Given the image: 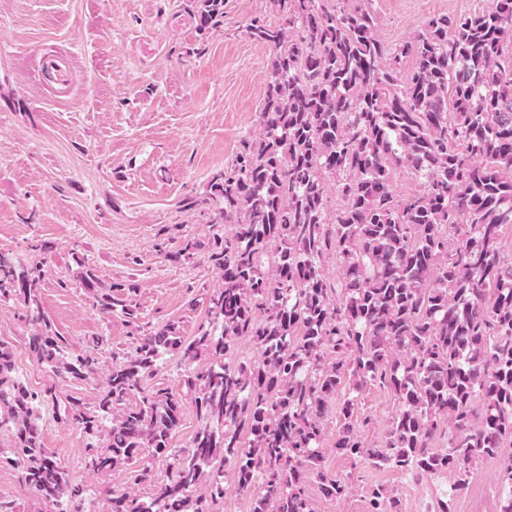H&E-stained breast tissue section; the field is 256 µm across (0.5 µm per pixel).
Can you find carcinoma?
I'll use <instances>...</instances> for the list:
<instances>
[{"label": "carcinoma", "mask_w": 512, "mask_h": 512, "mask_svg": "<svg viewBox=\"0 0 512 512\" xmlns=\"http://www.w3.org/2000/svg\"><path fill=\"white\" fill-rule=\"evenodd\" d=\"M199 2L200 29L224 17V0ZM371 2L272 0L279 22L248 28L274 51L261 133L213 176L208 197L186 202L218 207L207 262L224 284L207 322L191 336L178 320L155 325L135 284L81 272L93 305L132 334L106 386L65 407L87 440L85 468L139 463L147 481L150 461L166 465L149 499L115 493L107 512H224L227 484L252 512H315L312 479L345 498L349 481L321 452L344 385H378L396 410L371 448V420L344 400L336 453L444 479L438 512H453L473 467L512 442V260L501 255L512 225V0L432 16L399 44L380 35ZM403 170L422 182L400 197ZM41 289L39 266L0 251V304L24 307L30 352L59 378L89 379L103 337L66 351ZM243 341L258 359L241 355ZM166 355L185 368L199 422L185 448L171 447L182 401L150 383ZM50 397L19 377L0 340V431L11 437L0 468L16 470L35 503L82 512L84 487L42 442ZM497 487L500 512H512V458ZM368 512L406 508L376 486Z\"/></svg>", "instance_id": "carcinoma-1"}]
</instances>
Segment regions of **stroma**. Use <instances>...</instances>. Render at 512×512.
<instances>
[{
    "mask_svg": "<svg viewBox=\"0 0 512 512\" xmlns=\"http://www.w3.org/2000/svg\"><path fill=\"white\" fill-rule=\"evenodd\" d=\"M489 0H373L381 34L407 40L435 14L464 15ZM197 0H0V251L27 265L42 264L41 302L68 350L80 352L105 337L101 366L90 380L55 377L31 355L21 307L0 306V339L15 352L21 378L55 399L40 411L45 447L84 485L85 512H106L112 493L149 497L137 466L107 474L84 466L86 440L63 423L70 398L91 400L106 382L112 355L127 350L129 327L99 312L81 287V266L103 283L130 278L147 319L181 320L193 334L207 319L208 299L223 279L207 261L213 215L186 208L185 198L210 193L215 173L230 166L242 142L261 130L272 50L249 37L257 19L277 22L270 0H224L216 26L200 29ZM67 62L65 84L41 71L44 56ZM198 246L197 261L176 254ZM182 369L166 357L154 377L184 399L180 430L187 447L198 422ZM356 411L370 418L364 438L375 443L396 408L390 393L369 385L354 392ZM339 423L329 419L326 468L350 478L347 498L308 492L315 512H366L370 488L382 485L407 512H432L443 482L337 455ZM512 457L479 463L455 512H471L477 498L496 499V475Z\"/></svg>",
    "mask_w": 512,
    "mask_h": 512,
    "instance_id": "35a3bbf8",
    "label": "stroma"
}]
</instances>
